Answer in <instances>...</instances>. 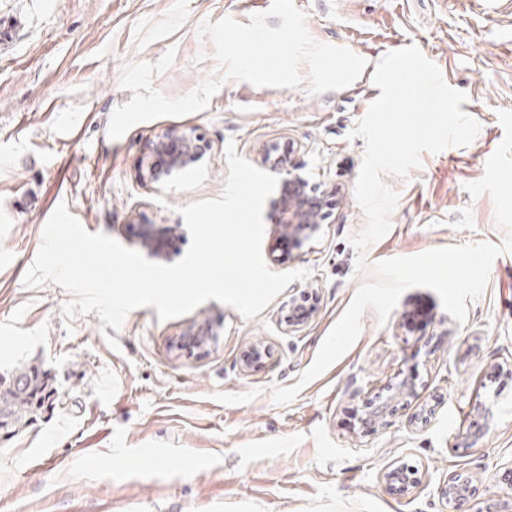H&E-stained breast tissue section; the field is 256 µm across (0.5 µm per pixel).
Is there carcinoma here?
<instances>
[{
  "instance_id": "carcinoma-1",
  "label": "carcinoma",
  "mask_w": 512,
  "mask_h": 512,
  "mask_svg": "<svg viewBox=\"0 0 512 512\" xmlns=\"http://www.w3.org/2000/svg\"><path fill=\"white\" fill-rule=\"evenodd\" d=\"M48 398L47 382L32 365L22 363L8 377H0V432L25 427Z\"/></svg>"
}]
</instances>
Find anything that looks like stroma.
<instances>
[{"mask_svg":"<svg viewBox=\"0 0 512 512\" xmlns=\"http://www.w3.org/2000/svg\"><path fill=\"white\" fill-rule=\"evenodd\" d=\"M271 4L0 0V374L25 362L52 391L29 427L0 435V512H448L439 489L458 476L470 512L491 502L512 512V251L496 257L464 322L432 289L410 288L387 321L366 310L353 346L300 381L367 278L358 259L504 242L491 195L466 186L503 140L499 111L512 110V0H294L314 39L366 60L350 86L313 95L304 84L228 80L203 111L109 137L113 111L133 96L120 83L127 63L175 50L153 85L184 95L217 69L201 24L246 25ZM410 45L466 94L462 108L480 129L468 145L423 153L408 177L385 176L398 195L390 230L360 251L351 239L366 225L355 196L365 141L351 132L381 94L377 62ZM189 128L207 142L200 159L164 183L144 182L139 166L155 137ZM231 141L255 165L265 149L292 144L309 187L333 199L319 233L286 250L265 205L266 264L311 276L254 319L212 299L166 321L138 308L106 329L94 312L64 317L72 296L62 287H25L58 206L88 232L139 249L142 225L183 224L179 206L221 195ZM306 292L316 311L290 329L288 306ZM202 327L211 336L193 344ZM256 343L267 355L244 368ZM406 378L414 396L362 431L358 410ZM295 384L293 401L274 403V388ZM401 464L419 478L407 494L383 480Z\"/></svg>","mask_w":512,"mask_h":512,"instance_id":"stroma-1","label":"stroma"}]
</instances>
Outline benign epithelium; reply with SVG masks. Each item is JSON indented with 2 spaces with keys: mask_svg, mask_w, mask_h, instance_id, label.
<instances>
[{
  "mask_svg": "<svg viewBox=\"0 0 512 512\" xmlns=\"http://www.w3.org/2000/svg\"><path fill=\"white\" fill-rule=\"evenodd\" d=\"M201 152V140L194 130L164 132L150 145L143 177L151 183H159L170 172L195 163ZM261 163L281 174L288 185V196L277 201L278 222L274 225V233L297 244L311 238L320 229L318 211L323 205V198L307 191L306 181L296 174L291 150H267L261 157ZM384 480L390 489L396 487L407 491L414 486L409 470L404 466L387 472ZM440 495L448 501V512H461L467 497L466 484L460 479L450 481L441 488Z\"/></svg>",
  "mask_w": 512,
  "mask_h": 512,
  "instance_id": "7a95c632",
  "label": "benign epithelium"
}]
</instances>
